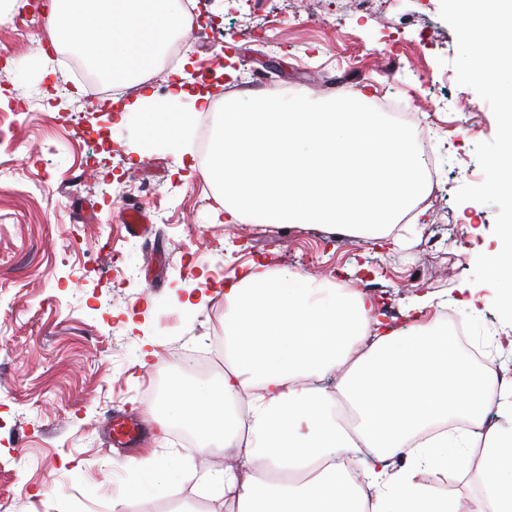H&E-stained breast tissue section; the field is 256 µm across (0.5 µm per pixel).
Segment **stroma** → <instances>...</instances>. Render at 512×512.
I'll return each instance as SVG.
<instances>
[{
  "label": "stroma",
  "instance_id": "35a3bbf8",
  "mask_svg": "<svg viewBox=\"0 0 512 512\" xmlns=\"http://www.w3.org/2000/svg\"><path fill=\"white\" fill-rule=\"evenodd\" d=\"M188 4L201 21L182 57L214 84V107L261 91L395 99L431 134L435 199L385 248L317 226L225 223L213 186L178 164L180 152L197 157V126L151 145L140 113L119 125L90 103L68 48L0 28L13 47L0 59V159L12 168L0 178V512H163L170 498L183 512H231L200 483L220 451L203 454L195 428L150 415L175 383L220 384L223 369H188L174 350L223 327L224 283L253 260L285 267L367 293L383 322L403 326L415 296L485 282L480 263L445 259L457 226L476 244L512 225V204L485 189L501 99L472 72L448 0ZM461 97L482 131L458 127ZM131 208L146 212L147 233L126 230ZM191 292L207 294L203 307L186 306ZM117 417L140 424L137 447H113ZM151 454L165 462L152 479L130 463Z\"/></svg>",
  "mask_w": 512,
  "mask_h": 512
}]
</instances>
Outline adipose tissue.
Returning a JSON list of instances; mask_svg holds the SVG:
<instances>
[{"instance_id": "adipose-tissue-1", "label": "adipose tissue", "mask_w": 512, "mask_h": 512, "mask_svg": "<svg viewBox=\"0 0 512 512\" xmlns=\"http://www.w3.org/2000/svg\"><path fill=\"white\" fill-rule=\"evenodd\" d=\"M470 18L467 43L478 45L479 76L499 92L505 135L488 162V187L512 192V0H458ZM192 18L168 0H49L46 37L77 47L115 81L140 80L174 30ZM211 94L175 80L166 97L140 88L127 104L167 128L191 124ZM493 291L463 283L449 305L478 314L512 297V242L480 247ZM413 301L408 325L372 315L362 294L262 263L224 285V379L220 389H174L172 414L200 431L207 444L236 449L247 435L245 465L208 470L201 480L236 512H460L456 497L419 480L418 470L447 472L454 457L476 459L472 512H512V403L496 402L493 368L474 362L439 320L421 321ZM336 377L335 392L322 382ZM468 429L449 431V421ZM358 459L371 496L336 464ZM403 456L401 468L391 459ZM366 488V489H367Z\"/></svg>"}]
</instances>
